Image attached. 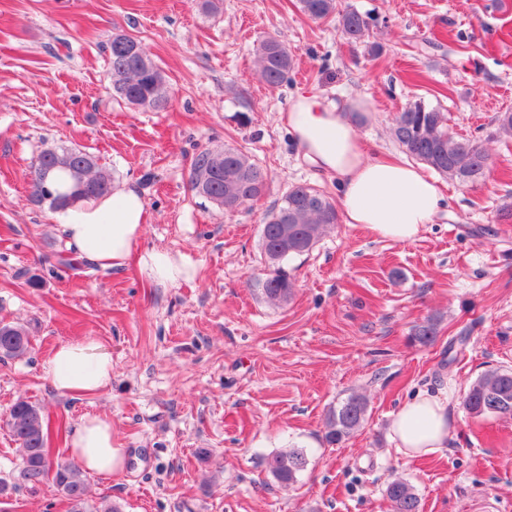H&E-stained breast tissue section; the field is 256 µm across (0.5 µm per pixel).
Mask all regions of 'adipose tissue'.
I'll return each mask as SVG.
<instances>
[{
	"label": "adipose tissue",
	"mask_w": 512,
	"mask_h": 512,
	"mask_svg": "<svg viewBox=\"0 0 512 512\" xmlns=\"http://www.w3.org/2000/svg\"><path fill=\"white\" fill-rule=\"evenodd\" d=\"M287 124L302 160L335 178L346 223L403 243L413 240L442 209L445 195L437 181L414 164L370 155L354 115L329 105L319 93L298 94L288 107ZM144 212L140 193L123 186L63 211L59 229L74 260L116 270L135 253L157 283H177L191 274L190 264L184 257L143 247ZM43 370L59 392L96 394L112 382V355L89 337L61 345ZM455 431L447 396L424 388L400 406L389 424L398 452L408 458L441 452ZM68 451L94 475L109 477L122 467L120 451L112 445V421L104 415L83 417L69 437Z\"/></svg>",
	"instance_id": "obj_1"
}]
</instances>
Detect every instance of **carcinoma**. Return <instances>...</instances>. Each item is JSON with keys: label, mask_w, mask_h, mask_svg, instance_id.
<instances>
[{"label": "carcinoma", "mask_w": 512, "mask_h": 512, "mask_svg": "<svg viewBox=\"0 0 512 512\" xmlns=\"http://www.w3.org/2000/svg\"><path fill=\"white\" fill-rule=\"evenodd\" d=\"M299 5L301 12L311 20L338 15L343 37L353 43L365 42L369 17L351 8H339L338 0H299ZM109 64L108 78L120 99L155 111L169 107L171 97L165 74L141 42L126 34L113 36ZM292 66L293 53L283 42L273 37L259 42L256 68L262 82L270 87L279 86ZM391 135L411 158L461 186L478 183L492 163L487 146L451 133L448 113L421 100L407 103L396 113ZM201 168L205 170V180H190L192 190L227 213H234L257 200L269 186L268 174L241 148L226 147L220 152L203 150L194 157L190 174ZM43 174L48 186L46 193L39 190ZM30 185L35 201L46 203L55 211L112 190L111 176L96 169L93 157L76 147L42 151L32 165ZM336 224L338 213L331 198L307 184L288 188L280 203L266 215L261 228L266 268L256 279V286L266 302L271 305L288 303L294 295L295 283L284 267L285 261L310 252ZM285 225L288 226L286 239L283 238ZM438 333V323L428 319L415 327L413 340L428 346ZM30 347V337L24 328L0 322L1 357L24 356ZM462 404L474 418L512 417V370L495 369L481 375L470 384ZM367 413L368 400L360 394H351L330 408L325 442L335 445L349 439L362 427ZM7 424L19 445L21 462L12 482L0 479V495L22 486L34 490L51 480L69 501L71 512H87L83 472L78 464L51 455L48 429L40 408L19 400L10 408ZM307 465V454L299 449L280 452L266 460L268 472L284 486L297 482ZM386 497L394 512H420V499L404 479L389 482Z\"/></svg>", "instance_id": "1"}]
</instances>
